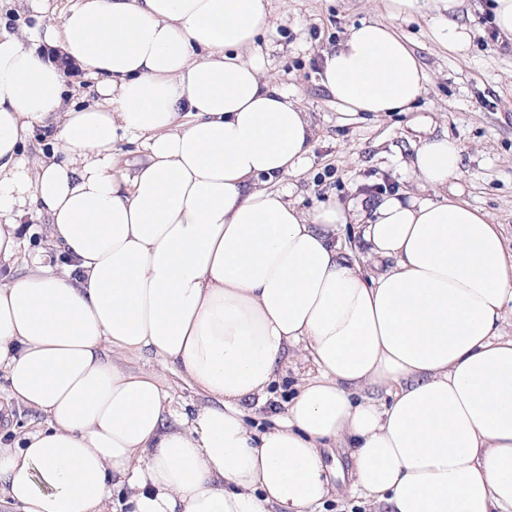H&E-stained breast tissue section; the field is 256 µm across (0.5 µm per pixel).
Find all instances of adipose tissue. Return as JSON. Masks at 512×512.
<instances>
[{"mask_svg": "<svg viewBox=\"0 0 512 512\" xmlns=\"http://www.w3.org/2000/svg\"><path fill=\"white\" fill-rule=\"evenodd\" d=\"M461 0H430L448 49ZM266 0H76L33 36L0 34V263L41 203L47 247L0 283V369L45 424L0 447V500L19 512H314L359 496L386 512H512V252L463 199L460 154L427 134L411 167L432 198L383 196L371 218L301 210L269 182L313 129L243 49ZM60 49L97 81L63 105ZM427 80L390 27L322 53L347 114L406 112ZM55 127L52 159L20 145ZM141 141L118 168L114 145ZM354 224L362 258L337 239ZM151 349L210 398L174 414L153 375L113 352ZM311 368L261 433L278 363ZM385 389L377 404L369 389ZM176 416L169 426L167 416ZM343 449L349 479L327 454Z\"/></svg>", "mask_w": 512, "mask_h": 512, "instance_id": "ef3b65f1", "label": "adipose tissue"}]
</instances>
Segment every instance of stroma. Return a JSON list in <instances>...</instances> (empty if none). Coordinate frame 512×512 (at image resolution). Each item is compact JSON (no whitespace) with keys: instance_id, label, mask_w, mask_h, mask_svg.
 <instances>
[{"instance_id":"35a3bbf8","label":"stroma","mask_w":512,"mask_h":512,"mask_svg":"<svg viewBox=\"0 0 512 512\" xmlns=\"http://www.w3.org/2000/svg\"><path fill=\"white\" fill-rule=\"evenodd\" d=\"M74 2L0 0V27L34 30L43 18L62 20ZM467 3L460 21L472 38L464 51L452 52L438 39L427 11L396 18L387 0H270L268 28L245 56L306 112L314 131L300 170L271 182V189L289 192L306 211L328 200L345 206L397 192L408 199L433 196L410 168L419 120L426 117L433 132L447 133L461 153L457 182L465 199L500 224L512 248V48L483 40L489 0ZM364 21L392 26L424 65L426 90L411 111L350 116L322 87L323 50ZM116 359L128 372L154 373L172 409L188 413L205 405L204 396L158 354L124 352ZM306 370L295 359L278 368L267 405L247 414L254 430L268 426L271 410L294 397ZM7 385L0 370V441L13 445L43 420L10 402Z\"/></svg>"}]
</instances>
